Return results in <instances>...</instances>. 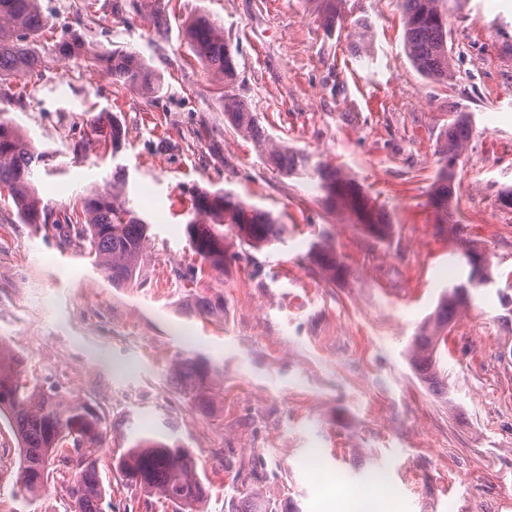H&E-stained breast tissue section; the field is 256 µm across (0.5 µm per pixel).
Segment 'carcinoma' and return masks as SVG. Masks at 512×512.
I'll list each match as a JSON object with an SVG mask.
<instances>
[{
  "label": "carcinoma",
  "mask_w": 512,
  "mask_h": 512,
  "mask_svg": "<svg viewBox=\"0 0 512 512\" xmlns=\"http://www.w3.org/2000/svg\"><path fill=\"white\" fill-rule=\"evenodd\" d=\"M442 0H397L404 27L405 49L415 69L424 77L446 81L451 72L448 52V10ZM348 19L331 5L323 26L331 31ZM352 49L358 62L370 61V22L361 15L353 23ZM48 28V17L39 0H0V80H24L45 67L46 57L39 42ZM185 38L195 56L221 83L235 80L236 64L231 44L224 38V26L206 13L184 23ZM55 60L67 63L83 59L101 67L114 80L134 88L153 85L144 58L132 50L101 53L86 34L71 33L55 42ZM224 121L250 140L260 158L289 177L315 184L330 211L368 234L384 239L392 224L386 212L371 203L354 178L329 162L284 143L274 142L259 116L243 101L224 95ZM473 131L469 113L458 112L442 131L438 141L439 168L432 183L428 205L441 222L448 223L455 201L456 165ZM103 137L101 118L87 124V130L72 146L73 159L81 160ZM43 161L23 131L0 113V199L9 198L21 223L53 229L74 239L88 252L93 264L114 287L134 284L149 240V224L129 208L125 182L112 180V189L88 194L63 212L64 221L42 203L35 186L34 167ZM195 220L186 225L189 244L199 263L181 272L183 281L198 285L204 278L225 274L241 259L230 252L228 237L239 245L261 250L288 240V225L271 212L244 202L230 189L196 190L192 199ZM309 259L328 282L344 278L346 267L336 255L330 237L321 235L309 247ZM460 259L468 268L466 279L444 291L435 310L415 329L407 347L408 361L418 378L436 396L448 395V385L438 369V353L446 343L448 327L470 305L473 263L486 256L466 246ZM189 312L207 319L224 315V295L196 293L186 302ZM174 368L192 398L205 405L202 387L218 376L208 360L196 355L175 360ZM0 412L6 413L18 445L19 477L14 494L25 500L37 499L45 491V479L57 471L67 480L69 512H102L107 491L99 476L103 446L101 418L85 406L67 404L57 391L23 375L20 360L0 338ZM116 469L128 485L140 487L179 508V512H204L201 505L208 489L200 478L191 449L150 439H138L116 460Z\"/></svg>",
  "instance_id": "1"
}]
</instances>
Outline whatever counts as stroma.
Returning a JSON list of instances; mask_svg holds the SVG:
<instances>
[{"label":"stroma","mask_w":512,"mask_h":512,"mask_svg":"<svg viewBox=\"0 0 512 512\" xmlns=\"http://www.w3.org/2000/svg\"><path fill=\"white\" fill-rule=\"evenodd\" d=\"M113 0H40L52 27L88 32L99 50L134 49L148 94L80 64L48 62L22 97L0 103L47 159L36 186L49 210L109 188L123 168L131 207L150 222L140 283L115 288L74 245L20 223L0 203V338L25 373L103 419L98 454L105 502L131 512L174 505L124 484L112 461L148 436L191 448L211 485L205 512H231L236 488H257L271 512H512V0H459L448 14L452 77L420 75L395 0H347L371 22V61L351 54L349 28L325 33L328 0H164L167 23ZM206 12L236 49L230 86L193 54L183 24ZM232 93L275 140L327 159L382 205L393 229L378 240L340 221L309 183L263 163L224 120ZM125 131L120 153L69 148L99 112ZM473 133L456 167V203L440 224L428 204L437 139L454 113ZM230 188L272 211L288 240L203 281L224 316L183 307L176 271L193 260L186 234L193 188ZM329 233L347 267L326 282L307 257ZM491 262L448 329L440 400L406 348L444 289L464 278L462 245ZM191 353L223 371L201 409L173 361ZM17 441L0 416V512H65L61 475L37 500L14 496Z\"/></svg>","instance_id":"stroma-1"}]
</instances>
